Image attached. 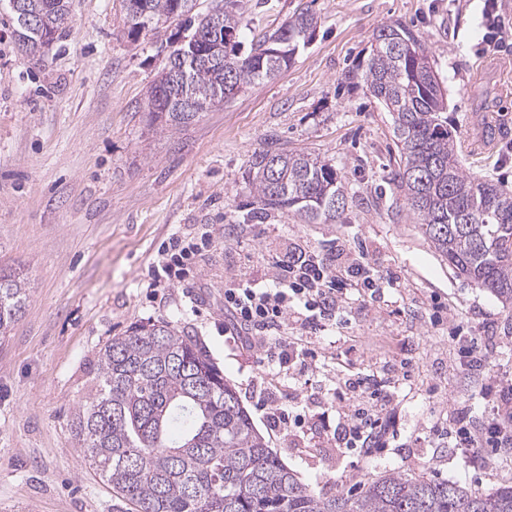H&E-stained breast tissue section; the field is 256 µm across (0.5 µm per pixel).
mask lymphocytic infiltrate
Returning a JSON list of instances; mask_svg holds the SVG:
<instances>
[{
  "label": "lymphocytic infiltrate",
  "instance_id": "lymphocytic-infiltrate-1",
  "mask_svg": "<svg viewBox=\"0 0 512 512\" xmlns=\"http://www.w3.org/2000/svg\"><path fill=\"white\" fill-rule=\"evenodd\" d=\"M202 249L201 243L171 236L159 252L164 280L182 278ZM351 282L363 288L374 287L368 269L360 264L330 258L316 251L288 253L266 278L256 285L245 275H236L232 287L224 291V308L234 322V334L243 343L261 351L268 364L278 366L280 374L297 378L309 369L305 354L297 342L289 340V324L315 335L326 330L338 307L337 281ZM468 370L485 380V395L491 409L481 425H473L465 412H456L448 421V436L454 447L479 457L486 449L512 446V430L501 421L503 409H512V382L495 375L491 361L475 343L462 351ZM350 388L368 393L370 404L340 417L335 433L347 447L372 454L383 447L391 424V397L367 390L361 379L351 380Z\"/></svg>",
  "mask_w": 512,
  "mask_h": 512
}]
</instances>
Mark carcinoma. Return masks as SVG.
<instances>
[{
    "mask_svg": "<svg viewBox=\"0 0 512 512\" xmlns=\"http://www.w3.org/2000/svg\"><path fill=\"white\" fill-rule=\"evenodd\" d=\"M19 48L36 65L43 33L71 29L69 0H16ZM137 38L172 17L197 29L194 0H122ZM249 0H224L219 38L200 43L198 63L167 60L148 96L151 121L181 130L218 102L274 79L312 38L316 13L303 9L243 51ZM219 50H214V47ZM389 112L398 149L394 182L422 237L458 277L512 306V192L469 176L448 129L446 89L420 37L400 24L372 33L370 51L344 74ZM250 219L287 211L305 224L336 222L349 204L336 168L304 150L269 146L252 155ZM29 289L0 273V335L19 321ZM92 388L72 433L96 475L131 512H512V485L479 494L457 481L386 472L349 493L318 497L269 448L236 388L193 337L162 320L133 326L101 347Z\"/></svg>",
    "mask_w": 512,
    "mask_h": 512,
    "instance_id": "1",
    "label": "carcinoma"
}]
</instances>
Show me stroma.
<instances>
[{"instance_id": "1", "label": "stroma", "mask_w": 512, "mask_h": 512, "mask_svg": "<svg viewBox=\"0 0 512 512\" xmlns=\"http://www.w3.org/2000/svg\"><path fill=\"white\" fill-rule=\"evenodd\" d=\"M495 2L507 30L490 49L485 0H256L243 43L307 8L319 17L312 40L275 80L165 132L151 124L147 101L177 23L134 39L121 0H71L73 28L37 68L0 0V270L22 273L30 288L21 319L0 337V512H122L77 447L72 418L95 353L159 320L205 348L270 448L315 495L348 492L388 469H425L479 493L512 484V449L475 462L433 432L457 409L483 418V380L460 366L453 329L485 337L495 372L511 377L512 309L457 277L418 232L393 181L388 113L342 81L367 56L376 27L416 31L448 90L458 141L474 113L495 105L504 138L479 156L461 151L460 161L512 191V0ZM271 143L335 166L351 195L337 222L302 224L275 211L248 223L249 160ZM174 234L210 242L193 278L153 287L158 248ZM332 243L369 268L378 289L344 288L346 319L313 337V370L276 377L259 352L225 333L224 282L240 272L264 281L293 245ZM357 374L385 380L394 397L396 437L370 457L333 436V419L361 396L326 399ZM265 392L289 411L311 402L329 420L311 432H271L257 407Z\"/></svg>"}]
</instances>
